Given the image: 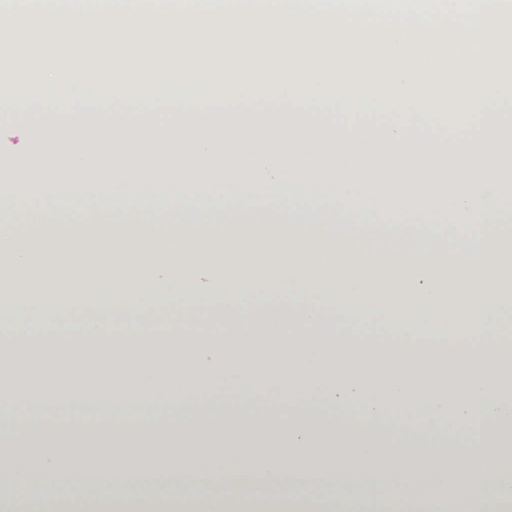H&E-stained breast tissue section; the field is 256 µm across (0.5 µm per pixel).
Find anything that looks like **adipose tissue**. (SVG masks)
<instances>
[{
	"mask_svg": "<svg viewBox=\"0 0 512 512\" xmlns=\"http://www.w3.org/2000/svg\"><path fill=\"white\" fill-rule=\"evenodd\" d=\"M399 220L335 202L258 206L235 197L158 209L60 211L16 193L0 258V377L31 404L23 355L38 359L44 404L85 388L100 400L183 407L223 385L225 405L268 390L281 404L335 408L287 430L163 423L108 412L106 427L0 448L24 502L95 485L54 512H512V209L484 192L344 177ZM444 197L453 223L421 200ZM96 318L71 324L78 309ZM159 317L143 321L146 309ZM480 419V451H406L367 436L371 419ZM258 484L270 493H255Z\"/></svg>",
	"mask_w": 512,
	"mask_h": 512,
	"instance_id": "1",
	"label": "adipose tissue"
}]
</instances>
